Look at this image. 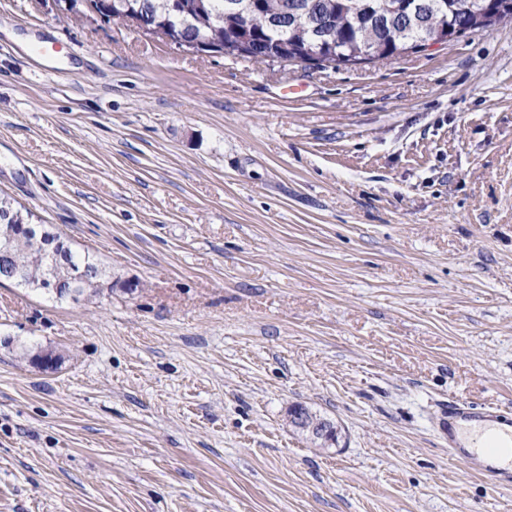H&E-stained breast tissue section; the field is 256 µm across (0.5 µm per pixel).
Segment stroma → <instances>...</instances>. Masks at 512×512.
I'll list each match as a JSON object with an SVG mask.
<instances>
[{
	"label": "stroma",
	"mask_w": 512,
	"mask_h": 512,
	"mask_svg": "<svg viewBox=\"0 0 512 512\" xmlns=\"http://www.w3.org/2000/svg\"><path fill=\"white\" fill-rule=\"evenodd\" d=\"M67 14L0 0V195L119 283L0 285V512H512L435 430L512 411V25L335 70Z\"/></svg>",
	"instance_id": "stroma-1"
}]
</instances>
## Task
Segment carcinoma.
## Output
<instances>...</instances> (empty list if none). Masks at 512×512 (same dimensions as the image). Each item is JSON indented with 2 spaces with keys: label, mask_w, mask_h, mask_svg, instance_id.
<instances>
[{
  "label": "carcinoma",
  "mask_w": 512,
  "mask_h": 512,
  "mask_svg": "<svg viewBox=\"0 0 512 512\" xmlns=\"http://www.w3.org/2000/svg\"><path fill=\"white\" fill-rule=\"evenodd\" d=\"M205 11L196 15L181 0H95L105 19L127 11L150 13L166 26L211 42H227L241 26L249 28L256 48L240 57L267 62L268 51L288 48L300 58L317 55V66L338 69L362 53L382 62L434 40L465 17L475 20L473 32L512 22V0H203ZM22 212L0 199V265L13 272L12 282L63 300L92 297L93 284L112 274L96 259L77 258L60 235L28 222L27 233L17 237L14 225L24 222ZM63 279L72 294L49 285Z\"/></svg>",
  "instance_id": "1"
}]
</instances>
